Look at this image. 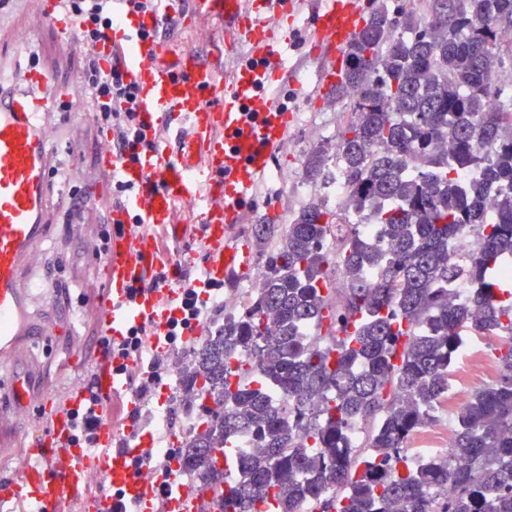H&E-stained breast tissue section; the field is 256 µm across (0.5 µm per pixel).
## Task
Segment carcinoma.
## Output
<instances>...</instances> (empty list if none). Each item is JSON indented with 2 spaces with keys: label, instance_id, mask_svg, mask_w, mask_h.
Listing matches in <instances>:
<instances>
[{
  "label": "carcinoma",
  "instance_id": "1",
  "mask_svg": "<svg viewBox=\"0 0 512 512\" xmlns=\"http://www.w3.org/2000/svg\"><path fill=\"white\" fill-rule=\"evenodd\" d=\"M426 2V15L371 12L335 85L355 118L303 167L309 182L344 179L347 206L382 226L392 257L322 203L255 225L271 248L250 299L182 366L180 406L203 415L176 459L214 489L218 512H512V277L501 272L512 255V89L497 80L503 56L487 50L508 34L512 0H450L445 12ZM471 168L482 177L461 184ZM468 228L478 252L456 263L449 249ZM332 266L346 282L338 301ZM456 278L471 284L467 303L444 288ZM302 327L316 336L302 340ZM467 330L499 338V375L460 411L448 455L412 466L405 444L448 389ZM358 419L371 426L352 448ZM448 479L452 496L430 495Z\"/></svg>",
  "mask_w": 512,
  "mask_h": 512
}]
</instances>
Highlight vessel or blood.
Here are the masks:
<instances>
[{"label":"vessel or blood","instance_id":"obj_1","mask_svg":"<svg viewBox=\"0 0 512 512\" xmlns=\"http://www.w3.org/2000/svg\"><path fill=\"white\" fill-rule=\"evenodd\" d=\"M196 11L222 17L231 37L225 49L247 44L248 63L218 79L216 61L201 60L191 49L171 55L162 43L141 39L140 29H153L164 16L180 12V0H159L160 12L129 18L108 35L113 47L127 49L125 70L137 88L139 122L154 150L137 158H116L104 152L101 165L128 193L112 212L115 229L108 244L104 273L107 291L100 301V324L113 341L130 325L144 324L154 334L165 331L168 316L180 311L188 288L220 286L228 270L251 271L253 259L245 240H233L229 230L241 218L256 184L270 171L293 119L281 105L282 87L294 79L290 60L292 33L301 13L311 23L305 46L309 58L327 59L318 73L321 87H332L339 70L331 59L354 37L362 16L353 0H193ZM45 19L60 35L62 49L74 43L75 22L63 0H41ZM22 70L0 66V355L59 334L58 323H34L30 307L39 284L24 285L38 245L51 226L46 221L54 151L47 122L66 99L71 86H50L48 71L35 64L30 47L15 46ZM196 214V235L206 259L192 278H185V258L163 257L155 231L170 225L176 204ZM140 224L138 233L129 224ZM164 271L167 284L134 296L144 273ZM98 408L130 396L126 378L102 365L95 372ZM31 372L18 373L11 386L16 408L28 407L34 395ZM70 418H52L49 433L29 450V460L13 489L0 501H17L29 512H62L91 472L104 480L103 490L86 504L87 512H153L155 485L136 473L135 458L149 454L150 435L132 426L117 430L103 424L95 447L72 441Z\"/></svg>","mask_w":512,"mask_h":512}]
</instances>
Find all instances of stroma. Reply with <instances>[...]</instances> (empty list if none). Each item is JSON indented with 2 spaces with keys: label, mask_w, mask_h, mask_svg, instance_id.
<instances>
[{
  "label": "stroma",
  "mask_w": 512,
  "mask_h": 512,
  "mask_svg": "<svg viewBox=\"0 0 512 512\" xmlns=\"http://www.w3.org/2000/svg\"><path fill=\"white\" fill-rule=\"evenodd\" d=\"M224 37V24L208 15L179 23L174 33L164 38L172 53L190 48L202 58H209ZM30 40L37 62L48 69L55 82L67 85L77 80L84 64L81 48L60 50L56 28L39 12L36 0H9L0 9V51L10 50L16 42ZM319 66L306 61L296 72V80L285 89L287 105L293 113L288 130L289 148L279 153L269 177L257 185L253 199L244 212L234 236L247 240L255 267H262L261 248L253 238L252 227L259 217L289 223L309 201H322L335 209L331 186L307 184L303 177L306 156L321 146L334 145L344 124L350 119L349 98L337 97L334 90H316ZM61 140L55 144L58 177L54 195H62L71 186L98 192L95 205L71 211L61 204L50 216L53 236L36 251L31 265L44 291L31 310L36 317L74 322L71 336L50 338L36 347L22 348L12 357L0 358V481L19 469L31 440L42 438L49 424L47 411L31 407L14 410L6 396L10 374L15 366L29 364L38 371V387L62 402L74 381H87L96 364L94 342L100 331L98 299L104 292L102 262L94 255L99 226L112 207L113 186L106 171L99 166L100 154L107 143L104 131L94 119L90 99L79 93L66 103L59 118ZM88 295L80 304V295ZM75 349L83 370L78 377L65 374L60 360L67 349Z\"/></svg>",
  "instance_id": "1"
}]
</instances>
